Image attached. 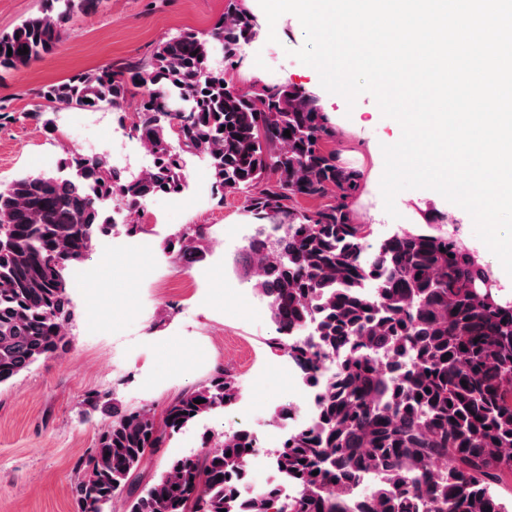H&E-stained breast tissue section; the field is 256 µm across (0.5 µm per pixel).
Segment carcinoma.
Masks as SVG:
<instances>
[{"instance_id":"1","label":"carcinoma","mask_w":512,"mask_h":512,"mask_svg":"<svg viewBox=\"0 0 512 512\" xmlns=\"http://www.w3.org/2000/svg\"><path fill=\"white\" fill-rule=\"evenodd\" d=\"M47 2L0 33V75L51 53L71 16L101 0ZM258 37L244 0H227L205 33L181 29L146 60L39 89L52 109H120L140 89L131 131L152 164L132 171L70 151L58 174H27L0 189V384L68 353L74 311L65 270L114 230V214L180 194L190 155L206 163L216 192L243 196L261 221L239 262L268 298L269 346L313 388L315 428L287 434L273 456L281 477L297 483L288 512H509L512 305L492 288L471 287L487 275L456 239L406 232L366 252L368 225L350 208L364 173L327 147L336 130L318 100L289 83L227 87L241 50ZM300 199L319 205L303 208ZM208 230L190 224L167 249L194 263ZM338 349L348 358L324 387L317 368ZM238 395L222 368L170 401L160 423L147 406L89 400L110 421L74 487L79 512H106L122 493L127 512H283L275 484L239 493L255 441L249 431L171 460L137 490L147 453Z\"/></svg>"}]
</instances>
